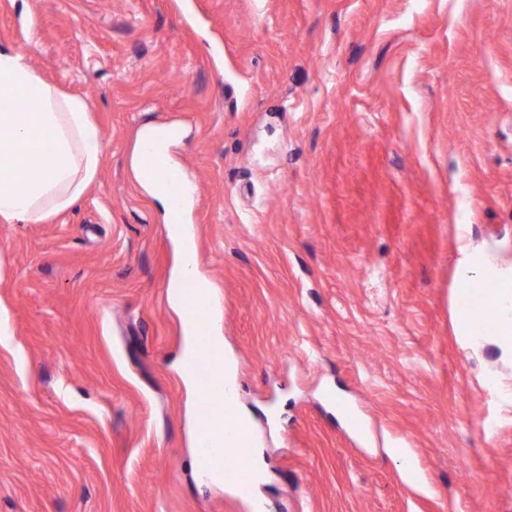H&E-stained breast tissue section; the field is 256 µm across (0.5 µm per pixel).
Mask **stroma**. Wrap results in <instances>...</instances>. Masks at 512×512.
Segmentation results:
<instances>
[{
	"instance_id": "stroma-1",
	"label": "stroma",
	"mask_w": 512,
	"mask_h": 512,
	"mask_svg": "<svg viewBox=\"0 0 512 512\" xmlns=\"http://www.w3.org/2000/svg\"><path fill=\"white\" fill-rule=\"evenodd\" d=\"M0 50L90 106L72 209L0 223V512H512V0H0ZM174 125L200 272L263 452L199 479L167 216L130 168ZM468 253H464V258L461 260L462 263V277L463 280L466 283L470 284H477L482 288H479L478 290L481 291V289L486 290V293L495 290L497 291L496 294V301L495 304L492 307L484 308L481 318L475 322L473 321L468 314L466 313L463 321L472 324H465L467 331H469L471 334L469 335H488V334H482V333H491V330H485L484 328L490 327L488 325V318H493L494 322L496 323L498 320L503 321L505 324L510 323V329L512 332V293L506 292L501 288H483L488 287L490 284L488 281L484 280L483 274L480 270L472 267L468 263ZM464 322V323H465ZM484 327V328H483Z\"/></svg>"
}]
</instances>
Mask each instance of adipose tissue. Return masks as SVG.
<instances>
[{
	"instance_id": "1",
	"label": "adipose tissue",
	"mask_w": 512,
	"mask_h": 512,
	"mask_svg": "<svg viewBox=\"0 0 512 512\" xmlns=\"http://www.w3.org/2000/svg\"><path fill=\"white\" fill-rule=\"evenodd\" d=\"M101 131L87 102L0 51V219L39 221L71 209L97 177Z\"/></svg>"
}]
</instances>
